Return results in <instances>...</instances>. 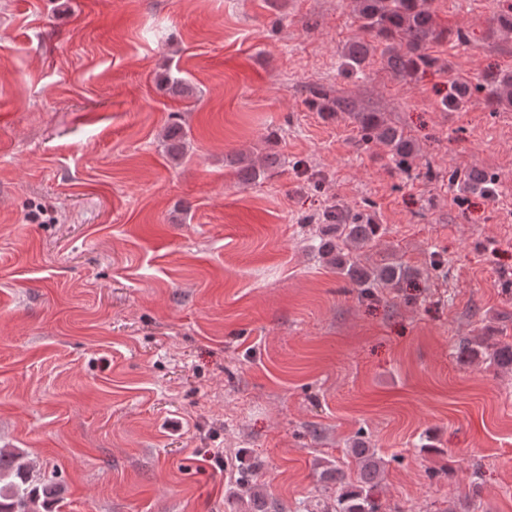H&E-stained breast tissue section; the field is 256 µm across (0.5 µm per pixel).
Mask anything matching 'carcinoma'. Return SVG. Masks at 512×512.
<instances>
[{
  "instance_id": "1",
  "label": "carcinoma",
  "mask_w": 512,
  "mask_h": 512,
  "mask_svg": "<svg viewBox=\"0 0 512 512\" xmlns=\"http://www.w3.org/2000/svg\"><path fill=\"white\" fill-rule=\"evenodd\" d=\"M428 0H354L353 12L362 37L352 41L341 60V69L346 74L363 71L378 44L387 41L383 49L386 65L401 76H414L435 69L442 71L446 66L428 53L430 46L448 37V32L439 30L434 24L427 7ZM488 92V102L493 108L506 105L512 107V70H500L485 74L482 84L472 85L463 77L448 80V92L441 104L450 109L464 105L474 91ZM312 105L321 112L336 115L346 112L359 124L363 138L377 140L389 151L393 169L410 175L415 148L404 133L385 124L377 113L367 111L347 98L332 96L324 90L312 91ZM165 138L171 141L168 150L172 158L185 155L184 132L179 126L170 127ZM238 175L245 183H256L265 175V170L277 163V158L268 155L262 168L246 154L236 158ZM469 187L485 195L495 190L496 179L484 175L474 181L464 176ZM322 220L332 224L337 241L324 244V255L345 276L358 294L364 298L377 296L380 288H395L403 277L401 267L381 264L364 267L352 261L345 253L348 247L364 248L374 242L379 225L371 223L361 215L342 217L334 210H326ZM460 354L468 359L479 358L492 366L512 368V343L495 340L492 336H478L459 345ZM352 454L358 460V473L354 481L347 480L341 467L329 466L321 472L320 490L325 493L323 504L310 508L298 504L293 512H392L377 495L385 468L390 462L398 461L393 456L386 459L375 448L364 441L354 442ZM56 486L36 479L27 454L20 448H0V512H40L49 501L56 499Z\"/></svg>"
}]
</instances>
